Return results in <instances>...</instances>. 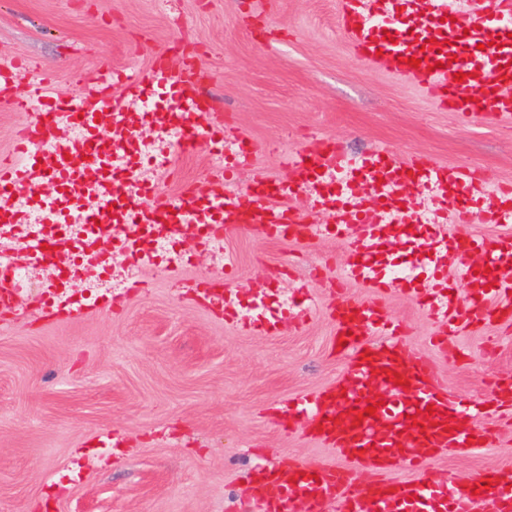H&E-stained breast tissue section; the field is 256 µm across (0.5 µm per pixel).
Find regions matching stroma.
<instances>
[{
	"mask_svg": "<svg viewBox=\"0 0 512 512\" xmlns=\"http://www.w3.org/2000/svg\"><path fill=\"white\" fill-rule=\"evenodd\" d=\"M337 11L338 0H0V62L52 71V92L67 97L104 60L117 72L159 53L175 68L199 61L221 111L256 146L232 191L286 179L282 156L323 138L354 156L387 146L512 184V131L482 112L460 123L412 79L358 59ZM224 250L237 264L233 288L259 312L287 311L278 335L237 330L187 295L186 280L212 272L210 255L191 247L180 277L142 269L144 287L106 289L99 312L45 321L23 305L0 329V512H237L256 466L342 464L282 407L347 370L318 276L345 245L244 232ZM384 304L449 394L489 403L493 381L512 380L508 319L441 350L413 298L394 290ZM484 425L493 447L439 454L428 473L464 482L512 466V425Z\"/></svg>",
	"mask_w": 512,
	"mask_h": 512,
	"instance_id": "stroma-1",
	"label": "stroma"
}]
</instances>
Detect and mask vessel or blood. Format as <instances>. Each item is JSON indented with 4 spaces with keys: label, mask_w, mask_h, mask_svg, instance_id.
Returning a JSON list of instances; mask_svg holds the SVG:
<instances>
[{
    "label": "vessel or blood",
    "mask_w": 512,
    "mask_h": 512,
    "mask_svg": "<svg viewBox=\"0 0 512 512\" xmlns=\"http://www.w3.org/2000/svg\"><path fill=\"white\" fill-rule=\"evenodd\" d=\"M338 24L356 55L388 72L411 77L447 103L464 122L485 108L512 122V0H467L454 15L448 0H338ZM419 66H412L410 58ZM26 62L0 64V95L29 109L18 132L20 150L0 160V194L22 198L23 207L0 206V227L45 224L43 234L24 242L28 259L53 258L64 239L58 224H85L89 233L73 249L70 270L46 285L43 308L71 319L96 310L76 302L73 284L81 277L105 276L113 256L151 267L150 244L181 225L198 250L222 245L235 232L267 240L305 242L325 236L327 226L294 210L292 199L306 197L311 211L328 215L346 245V259L328 276L334 297L336 339L351 358L347 373L322 390L292 398L290 420L306 421L317 441L346 459L343 467L291 461L261 469L250 478V500L259 512H512V469L501 467L466 482L421 472V464L451 448L489 445L493 436L480 426L490 408L479 400L450 396L433 361L413 355L383 300L392 289L415 298L439 327L433 344L444 347L474 323L492 320L490 301H512V187L489 180L476 169L447 166L424 156L398 158L388 148L364 158L345 155L334 143L302 147L290 154L287 180H255L234 194L224 191V167L215 165L206 182L181 184L177 195L166 184L179 171V153L222 144L233 124L208 92L198 63L175 70L164 55L112 84L109 63L68 98L49 95V72L25 79ZM463 82H455L456 73ZM25 95H18V86ZM66 128L77 134L60 139ZM167 135L172 150L144 175L132 149L144 133ZM429 202L411 210V195ZM488 207H480V200ZM473 223L498 225L481 238ZM432 233L421 252L429 279L415 286L405 276L389 277L382 266L389 248L415 225ZM463 255L448 270L449 251ZM479 254L478 264L467 255ZM224 271L191 281L190 294L215 290L231 296ZM365 288L366 301L353 300L347 284ZM18 294L8 269L0 270V313L9 314ZM241 330L274 336L281 319L270 314L239 317L223 309ZM433 416H425L426 407ZM398 469L410 478H394Z\"/></svg>",
    "instance_id": "1"
}]
</instances>
